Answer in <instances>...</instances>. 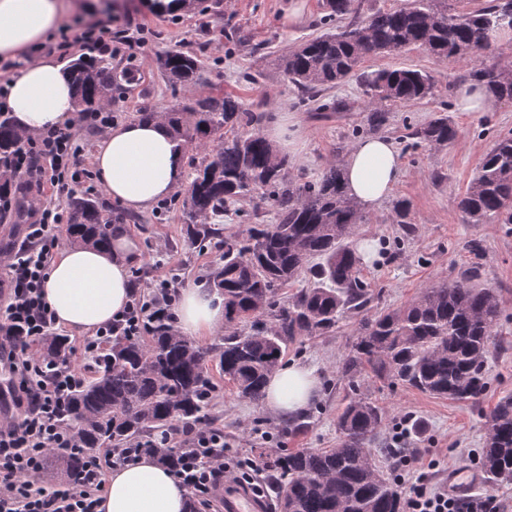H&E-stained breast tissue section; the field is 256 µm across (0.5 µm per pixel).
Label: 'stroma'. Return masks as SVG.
Instances as JSON below:
<instances>
[{
  "label": "stroma",
  "mask_w": 512,
  "mask_h": 512,
  "mask_svg": "<svg viewBox=\"0 0 512 512\" xmlns=\"http://www.w3.org/2000/svg\"><path fill=\"white\" fill-rule=\"evenodd\" d=\"M289 2L201 0L195 10L178 15L99 9L95 21L112 37V73L118 85L106 115L116 123L181 103L183 89L169 85L156 65L160 55L181 50L201 59L195 95L234 94L246 111L262 114L259 127L263 130L280 124L284 114L294 115L300 138L288 156L292 177L306 179L329 163H344L353 145L371 134L360 79L351 76L325 91L320 104L303 100L278 60L323 33L320 20L325 10L323 0H305L302 18L288 24L283 14ZM360 68L369 72L420 69L434 79L433 90L424 100L388 105L389 120L380 133L396 146L402 176L378 207L363 210L361 224L348 239L351 247L365 253L362 273L374 290L370 310L402 307L426 286L477 271L479 283L494 289L502 309L485 364L488 388L478 401H456L398 381H380L366 370L343 374L342 364L359 328L358 316L349 314L335 332L288 348L286 362L314 369L320 381L304 430L289 432L286 418L238 399L224 381L219 382L212 401L213 426L223 431L230 454L255 460L264 448H333L339 443L337 413L349 398L364 395L383 412V426L370 446L384 471L394 470L386 453L394 429L410 416L415 427L407 445L419 451L410 473L427 474L438 484L449 471L478 469L487 415L502 396L512 394V224L466 223L457 205L485 154L500 136L512 132V101L496 100L488 112L458 111L456 89L470 81L471 65L439 61L421 48L369 57ZM442 113L456 127V141L408 147V127L423 126ZM187 188V182H180L174 193L141 213L138 222L125 225L140 252L128 275L141 299H149L165 283L175 295L186 284H206L210 268L219 261V251L200 248L184 234ZM400 201L410 205L404 224L398 223L395 214ZM276 208L267 197L242 200L236 215L225 218L224 232L243 235L252 225L272 223ZM474 241L480 243V251L471 250Z\"/></svg>",
  "instance_id": "35a3bbf8"
}]
</instances>
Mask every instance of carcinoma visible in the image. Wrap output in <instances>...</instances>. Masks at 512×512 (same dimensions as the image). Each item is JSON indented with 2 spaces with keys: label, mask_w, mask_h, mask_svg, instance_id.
Wrapping results in <instances>:
<instances>
[{
  "label": "carcinoma",
  "mask_w": 512,
  "mask_h": 512,
  "mask_svg": "<svg viewBox=\"0 0 512 512\" xmlns=\"http://www.w3.org/2000/svg\"><path fill=\"white\" fill-rule=\"evenodd\" d=\"M323 23L348 24L301 43L279 67L306 97L314 98L352 76L369 56L423 48L435 58L477 64L512 31V0H490L475 12H448L447 0H405L399 7L358 15L357 0H325ZM167 82L190 88L201 66L180 50L157 58ZM76 111L104 109L112 102V64L106 58H80L70 65ZM473 79L498 99L512 100V68L478 67ZM372 112L369 126L387 121L382 106L411 104L431 94L433 78L412 68L382 69L361 76ZM159 117L183 149H201L189 173L184 205L187 238L222 249L209 273V286L224 298L222 344L203 347L181 335L171 313L162 310L167 291L149 303L155 313L137 336H114L95 353L87 373L64 398L60 417L75 436L76 448L60 456L62 470L83 471L101 450L130 451L168 435L173 426L206 427L216 376L232 383L237 396L262 401L267 378L288 346L326 335L347 313L361 316L359 334L344 372L367 367L378 378L402 382L432 396L474 400L487 389L485 363L499 325L501 308L494 290L477 282L478 273L422 289L409 304L368 315L371 283L347 244L362 220L348 197L344 173L335 162L303 183L289 174L255 125L262 116L245 112L230 95L196 98ZM457 130L445 114L409 132L419 142L446 144ZM27 136L0 114V191L16 178L4 163L21 151ZM256 193L277 202L275 223L248 230L246 243L224 235V214L237 200ZM458 208L468 224H512V136L499 138L460 195ZM67 241L107 248L113 214L91 195L67 201ZM314 268H306L311 258ZM313 283L288 302L277 290L301 273ZM68 338L51 334L39 342L38 357L62 366ZM381 409L366 397H353L336 419L341 442L335 448L285 449L272 455L278 476L280 512H402L397 480L376 465L367 443L381 428ZM488 478L512 482V395L502 397L487 417L485 448L479 457Z\"/></svg>",
  "instance_id": "obj_1"
}]
</instances>
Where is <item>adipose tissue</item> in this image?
Instances as JSON below:
<instances>
[{
    "instance_id": "adipose-tissue-1",
    "label": "adipose tissue",
    "mask_w": 512,
    "mask_h": 512,
    "mask_svg": "<svg viewBox=\"0 0 512 512\" xmlns=\"http://www.w3.org/2000/svg\"><path fill=\"white\" fill-rule=\"evenodd\" d=\"M71 10L67 0H0V61L18 64L0 99L15 130L33 136L68 125L75 100L68 75L54 58L35 48L63 27ZM184 157L166 124L137 119L108 128L96 144L94 166L112 200L143 212L178 186ZM344 169L349 197L367 208L379 206L398 181L401 168L393 143L384 137L360 140ZM136 242L117 230L111 248L67 245L55 255L46 279L45 299L57 324L92 334L111 323L129 303V259ZM182 335L210 336L224 327V300L195 284L182 288L176 305ZM319 379L301 364L279 366L271 374L264 407L276 416L306 411L318 394ZM102 512H189L186 489L155 457L145 456L115 468L100 504Z\"/></svg>"
}]
</instances>
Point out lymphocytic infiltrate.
I'll list each match as a JSON object with an SVG mask.
<instances>
[{"label": "lymphocytic infiltrate", "mask_w": 512, "mask_h": 512, "mask_svg": "<svg viewBox=\"0 0 512 512\" xmlns=\"http://www.w3.org/2000/svg\"><path fill=\"white\" fill-rule=\"evenodd\" d=\"M10 168L21 180L50 183L65 195L70 191L69 173L81 170L79 149L69 128L55 129L28 139ZM32 216L22 245L0 250V265L9 271L8 298L0 301V369L7 371L0 402L14 406L9 417L0 419V512H98L106 472L129 463V456L107 450L75 478L50 485L43 481L46 449L73 448L72 434L61 425L58 413L66 391L80 381L81 374L71 366L45 370L29 353L31 345L55 325L43 286L59 244L55 228L62 221L54 206L36 207ZM223 442V436L196 433L191 450L177 459L176 478L205 503L225 482H240L242 469H259L248 457L228 464L224 455L215 452ZM406 512L503 510L497 497L452 496L445 488H430L421 474L409 486Z\"/></svg>", "instance_id": "lymphocytic-infiltrate-1"}]
</instances>
